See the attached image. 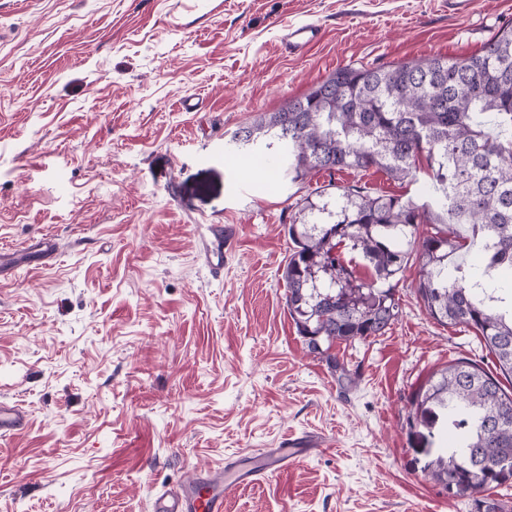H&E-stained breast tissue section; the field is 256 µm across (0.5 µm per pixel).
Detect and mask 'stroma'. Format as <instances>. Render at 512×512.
I'll return each instance as SVG.
<instances>
[{
	"mask_svg": "<svg viewBox=\"0 0 512 512\" xmlns=\"http://www.w3.org/2000/svg\"><path fill=\"white\" fill-rule=\"evenodd\" d=\"M305 22L322 39L290 58L281 32ZM506 26L512 0H0V401L29 419L0 442V512H150L161 487L291 438L322 449L226 512H474L428 478L407 401L448 361L494 357L427 315L418 264L384 335L333 347L346 383L286 303L297 202L330 183L422 202V182L294 181L231 135L338 68L468 56Z\"/></svg>",
	"mask_w": 512,
	"mask_h": 512,
	"instance_id": "1",
	"label": "stroma"
}]
</instances>
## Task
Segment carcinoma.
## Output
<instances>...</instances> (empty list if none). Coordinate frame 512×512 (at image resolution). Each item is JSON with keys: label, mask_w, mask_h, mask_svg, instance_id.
Segmentation results:
<instances>
[{"label": "carcinoma", "mask_w": 512, "mask_h": 512, "mask_svg": "<svg viewBox=\"0 0 512 512\" xmlns=\"http://www.w3.org/2000/svg\"><path fill=\"white\" fill-rule=\"evenodd\" d=\"M231 142L254 156L276 152L295 181L370 168L413 181L426 171L435 194L421 205L350 185L297 206L285 225L288 311L308 350L343 379L330 350L384 335L399 314L400 274L418 263L429 316L474 330L495 372L448 362L411 395L406 427L442 425L446 444L428 477L454 480L478 512H505L480 494L512 484V393L501 382L512 376V281H502L512 275V28L470 56L338 68ZM344 248L374 274L360 276Z\"/></svg>", "instance_id": "1"}]
</instances>
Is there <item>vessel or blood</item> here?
<instances>
[{
	"mask_svg": "<svg viewBox=\"0 0 512 512\" xmlns=\"http://www.w3.org/2000/svg\"><path fill=\"white\" fill-rule=\"evenodd\" d=\"M319 39V26L305 23L288 26L281 43L288 56L298 57ZM26 421V414L18 404L0 402V438L21 430ZM301 453L295 439L289 440L287 447L270 448L259 456L249 451L241 452L223 465L197 472L191 481L177 482L158 490L151 502V512H224L227 489L269 479L287 469Z\"/></svg>",
	"mask_w": 512,
	"mask_h": 512,
	"instance_id": "vessel-or-blood-1",
	"label": "vessel or blood"
}]
</instances>
